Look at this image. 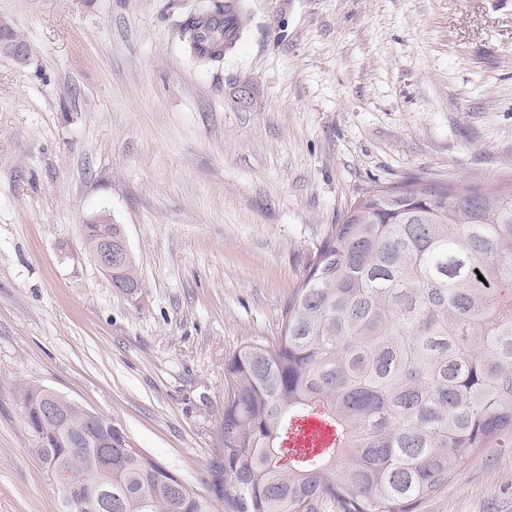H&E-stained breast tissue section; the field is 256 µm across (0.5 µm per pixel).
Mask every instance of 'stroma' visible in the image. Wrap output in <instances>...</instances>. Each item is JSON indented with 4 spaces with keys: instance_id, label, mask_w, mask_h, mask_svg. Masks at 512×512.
Listing matches in <instances>:
<instances>
[{
    "instance_id": "obj_1",
    "label": "stroma",
    "mask_w": 512,
    "mask_h": 512,
    "mask_svg": "<svg viewBox=\"0 0 512 512\" xmlns=\"http://www.w3.org/2000/svg\"><path fill=\"white\" fill-rule=\"evenodd\" d=\"M200 0H0V512H61L14 391L110 417L205 492L224 363L272 343L331 225L409 176L512 177V0H248L218 62ZM106 215L140 275L84 243ZM417 512H512V448ZM228 1H213L211 6H205L197 18L185 23L180 30L181 40L187 51L199 64L207 65L219 61L234 48L235 44L224 40V26L226 28L228 24L232 25L238 41L248 31V18L243 1ZM203 27L210 31L208 37L201 32ZM106 234H111L112 238L101 241L92 252L97 241ZM123 237V230L118 224H85V244L87 249L89 252H92V256L102 270L110 276L113 287L130 293L136 288H140L138 270L132 255L129 257L122 271L123 273L119 276L112 275V269L120 267L128 253V248L125 244H122L120 249L113 248L112 239H121Z\"/></svg>"
}]
</instances>
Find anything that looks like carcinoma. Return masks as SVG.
<instances>
[{
    "label": "carcinoma",
    "instance_id": "obj_1",
    "mask_svg": "<svg viewBox=\"0 0 512 512\" xmlns=\"http://www.w3.org/2000/svg\"><path fill=\"white\" fill-rule=\"evenodd\" d=\"M241 40V0H215L181 30L207 65ZM118 224L85 225L88 250ZM483 279H478V276ZM112 285L140 287L134 259ZM15 390L48 475L83 478L63 501L106 486L112 512H415L483 448H512V183L416 177L376 186L331 227L288 302L276 342L253 341L224 364V412L200 494L112 433V470L79 435L87 410L56 396L59 435Z\"/></svg>",
    "mask_w": 512,
    "mask_h": 512
}]
</instances>
